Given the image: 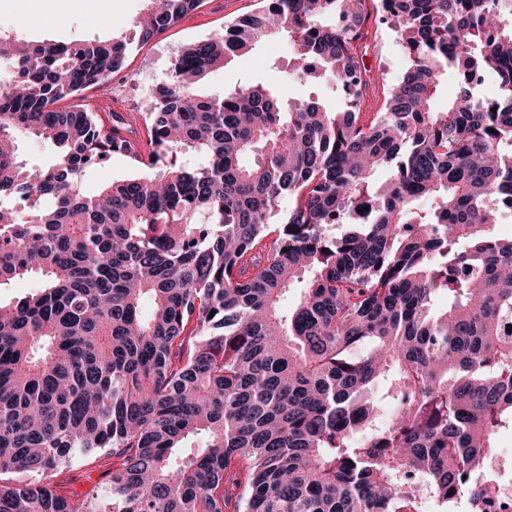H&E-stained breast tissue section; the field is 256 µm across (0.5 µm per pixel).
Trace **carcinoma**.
<instances>
[{
  "mask_svg": "<svg viewBox=\"0 0 512 512\" xmlns=\"http://www.w3.org/2000/svg\"><path fill=\"white\" fill-rule=\"evenodd\" d=\"M146 2L133 37L0 33V289L39 280L0 301V512L512 498L487 474L512 428V234L496 231L512 212V0H266L176 55L142 111L102 116L81 93L201 0ZM381 25L408 66L363 112ZM271 37L346 107L259 84L199 92ZM25 134L55 157L20 160ZM114 155L138 172L85 193ZM107 451L102 494L46 483Z\"/></svg>",
  "mask_w": 512,
  "mask_h": 512,
  "instance_id": "1",
  "label": "carcinoma"
}]
</instances>
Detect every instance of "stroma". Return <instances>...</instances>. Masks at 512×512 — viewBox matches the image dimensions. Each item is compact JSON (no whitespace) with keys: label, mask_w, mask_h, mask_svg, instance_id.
<instances>
[{"label":"stroma","mask_w":512,"mask_h":512,"mask_svg":"<svg viewBox=\"0 0 512 512\" xmlns=\"http://www.w3.org/2000/svg\"><path fill=\"white\" fill-rule=\"evenodd\" d=\"M29 0H0V31L30 41L51 39L107 40L124 33L128 23L139 16L144 0H46V13L56 15L53 25L40 23L28 6ZM259 0H203L200 8L181 19L163 35L145 44H134L124 68L102 88L84 91L83 96L97 112H135L153 88L165 78L172 58L186 46L222 31L229 23L250 15ZM293 49L288 42L270 39L253 50L236 56L224 69L211 73L202 90L220 94L252 83L274 89L286 101L317 97L328 106L339 108L344 97L335 86L317 87L296 80L288 69ZM365 63L373 72L383 73L388 83L397 82L407 68L402 43L391 30H382ZM112 466L108 454L75 461L55 474L51 483L59 494L93 495L106 486V473Z\"/></svg>","instance_id":"obj_1"}]
</instances>
